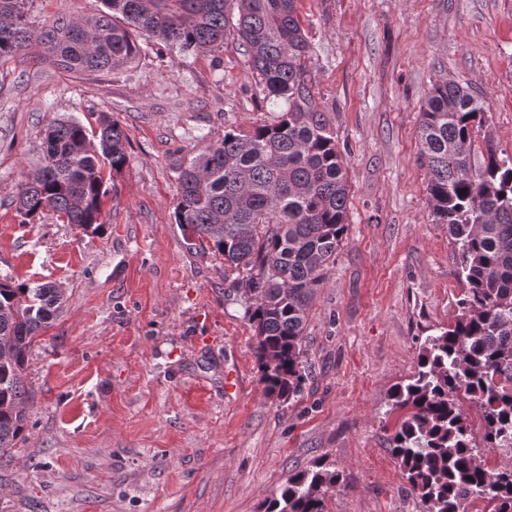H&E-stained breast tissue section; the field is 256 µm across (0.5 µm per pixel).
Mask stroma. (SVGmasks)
<instances>
[{
  "mask_svg": "<svg viewBox=\"0 0 512 512\" xmlns=\"http://www.w3.org/2000/svg\"><path fill=\"white\" fill-rule=\"evenodd\" d=\"M100 0H25L32 30ZM314 94L348 164V228L304 333L309 377L268 397L255 331L224 261L173 219L179 168L273 120L236 41L211 54L145 36L109 73L76 74L39 46L0 60V282H52L59 317L33 343L26 438L0 459V512H264L316 459L341 476L328 512H423L387 439L390 399L452 322L461 284L419 160L432 84L472 88L512 154V0H299ZM117 119L128 161L105 222L83 231L14 198L56 119Z\"/></svg>",
  "mask_w": 512,
  "mask_h": 512,
  "instance_id": "obj_1",
  "label": "stroma"
}]
</instances>
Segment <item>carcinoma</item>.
<instances>
[{
  "label": "carcinoma",
  "instance_id": "obj_1",
  "mask_svg": "<svg viewBox=\"0 0 512 512\" xmlns=\"http://www.w3.org/2000/svg\"><path fill=\"white\" fill-rule=\"evenodd\" d=\"M102 0L104 9L59 17L36 33L23 0H0V59L40 40L68 71L110 72L133 60L137 38L210 53L233 36L271 103L272 123L229 128L180 167L174 222L188 239L224 259L231 287L255 328L256 358L268 396L287 400L308 379L302 339L309 304L325 284L347 230V162L316 104L311 47L297 0ZM419 153L434 221L448 225L462 283L458 313L424 341L413 379L393 390L402 411L389 451L424 512H512V466L491 468L482 448L512 453V157L485 136L472 163L482 107L470 88L437 82L420 105ZM98 130L54 120L42 165L16 198L21 223L53 212L82 230L104 223L105 173L127 164L118 121ZM62 291L47 283H0V456L22 441L29 417L25 366L30 348L61 311ZM476 409L474 441L463 402ZM340 475L319 459L288 476L265 512H326Z\"/></svg>",
  "mask_w": 512,
  "mask_h": 512
}]
</instances>
